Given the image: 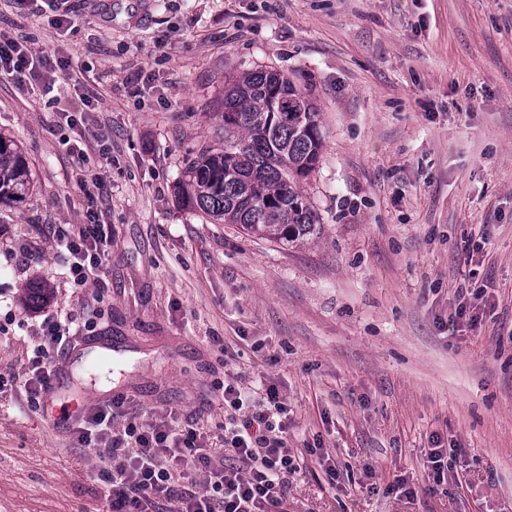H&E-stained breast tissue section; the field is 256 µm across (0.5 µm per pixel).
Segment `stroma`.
Returning <instances> with one entry per match:
<instances>
[{
	"label": "stroma",
	"instance_id": "35a3bbf8",
	"mask_svg": "<svg viewBox=\"0 0 512 512\" xmlns=\"http://www.w3.org/2000/svg\"><path fill=\"white\" fill-rule=\"evenodd\" d=\"M70 4L60 28L54 0H0L1 33L81 74L0 79V137L31 181L0 204V512L110 510L95 450L23 387L55 311L90 325L75 353L124 345L110 380L84 362L70 391L193 427L219 463L225 381L277 384L300 467L287 512H512V0ZM269 67L298 75L325 135L301 184L323 233L300 248L176 197L187 163L224 146L225 80ZM90 211L112 252L104 286L79 288L52 227ZM33 284L51 290L37 308ZM462 288L487 307L457 332ZM435 444L457 458L438 484Z\"/></svg>",
	"mask_w": 512,
	"mask_h": 512
}]
</instances>
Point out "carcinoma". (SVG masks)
Here are the masks:
<instances>
[{
    "label": "carcinoma",
    "instance_id": "1",
    "mask_svg": "<svg viewBox=\"0 0 512 512\" xmlns=\"http://www.w3.org/2000/svg\"><path fill=\"white\" fill-rule=\"evenodd\" d=\"M224 148L203 149L177 187L180 204L274 243L305 245L322 232L300 183L324 147L319 108L292 77L252 70L224 83ZM29 190L18 146L0 138V199Z\"/></svg>",
    "mask_w": 512,
    "mask_h": 512
}]
</instances>
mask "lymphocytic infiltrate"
Masks as SVG:
<instances>
[{
    "label": "lymphocytic infiltrate",
    "instance_id": "1",
    "mask_svg": "<svg viewBox=\"0 0 512 512\" xmlns=\"http://www.w3.org/2000/svg\"><path fill=\"white\" fill-rule=\"evenodd\" d=\"M70 255L69 278L79 286L101 281L112 237L97 223L56 227ZM82 326L72 316L49 315L24 378L32 405H40L55 371V358ZM224 452L232 465L213 462L195 430L173 431L166 423L128 417L118 397L75 422L81 443L95 448L99 477L109 486L110 512H284L288 478L298 466L285 444L288 415L279 387L264 384L252 412H243L235 381L224 383ZM204 475L198 488L196 475Z\"/></svg>",
    "mask_w": 512,
    "mask_h": 512
}]
</instances>
